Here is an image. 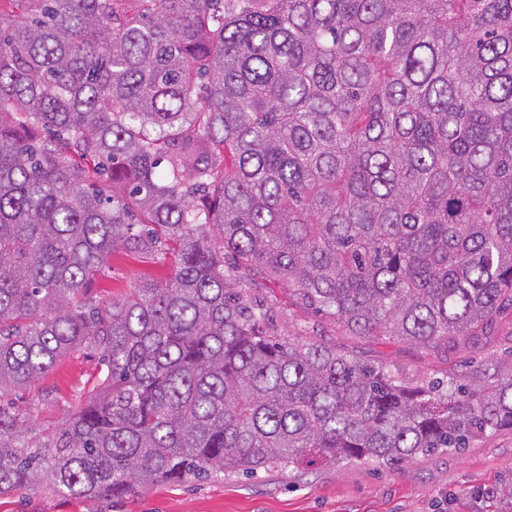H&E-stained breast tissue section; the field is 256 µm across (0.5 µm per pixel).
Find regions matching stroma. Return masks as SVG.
Returning a JSON list of instances; mask_svg holds the SVG:
<instances>
[{
    "label": "stroma",
    "mask_w": 512,
    "mask_h": 512,
    "mask_svg": "<svg viewBox=\"0 0 512 512\" xmlns=\"http://www.w3.org/2000/svg\"><path fill=\"white\" fill-rule=\"evenodd\" d=\"M169 274L162 260L120 249L95 292L104 299L120 297ZM256 294L273 311L283 337L323 340L413 383L463 374L484 359L512 355V309L493 314L487 340L468 349L424 350L350 335L274 279H258ZM98 374L95 352L84 348L61 357L35 388L16 395L29 437H40L70 415ZM0 512H512V426L503 425L463 451L442 448L398 464H312L254 476L213 473L141 486L113 499L20 490L0 496Z\"/></svg>",
    "instance_id": "35a3bbf8"
}]
</instances>
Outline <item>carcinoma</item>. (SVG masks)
Here are the masks:
<instances>
[{
  "instance_id": "obj_1",
  "label": "carcinoma",
  "mask_w": 512,
  "mask_h": 512,
  "mask_svg": "<svg viewBox=\"0 0 512 512\" xmlns=\"http://www.w3.org/2000/svg\"><path fill=\"white\" fill-rule=\"evenodd\" d=\"M0 398L93 347L0 495L401 462L512 424V362L410 387L284 341L267 275L354 336L464 347L512 305V0H0ZM124 248L170 276L97 301Z\"/></svg>"
}]
</instances>
